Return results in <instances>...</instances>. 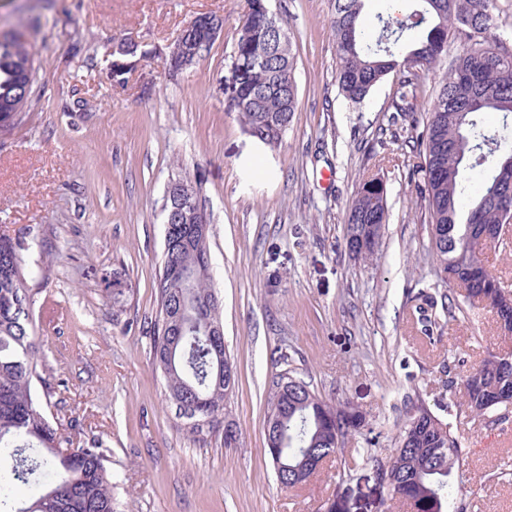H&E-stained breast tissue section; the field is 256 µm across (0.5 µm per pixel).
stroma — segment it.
<instances>
[{"label": "stroma", "instance_id": "obj_1", "mask_svg": "<svg viewBox=\"0 0 512 512\" xmlns=\"http://www.w3.org/2000/svg\"><path fill=\"white\" fill-rule=\"evenodd\" d=\"M296 51L298 110L279 147L226 111L233 36L247 0H0V30L26 29L39 63L23 123L0 134V234L22 237L40 407L62 447L103 448L115 512H380L373 458L391 455L412 405L450 423L466 512H512V413L475 416L460 379L512 351L494 315L449 317L417 158L388 122L393 72L354 104L339 92L331 0H272ZM224 31L192 66L169 48L197 15ZM134 58L121 81L112 49ZM381 179L388 222L372 260L346 248L360 183ZM197 184L210 220L211 284L237 369V427L192 431L168 401L150 326L172 179ZM125 291L113 306L112 291ZM363 419L360 437L305 484H279L267 455L278 374Z\"/></svg>", "mask_w": 512, "mask_h": 512}]
</instances>
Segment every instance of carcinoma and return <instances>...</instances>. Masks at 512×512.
Instances as JSON below:
<instances>
[{
	"label": "carcinoma",
	"mask_w": 512,
	"mask_h": 512,
	"mask_svg": "<svg viewBox=\"0 0 512 512\" xmlns=\"http://www.w3.org/2000/svg\"><path fill=\"white\" fill-rule=\"evenodd\" d=\"M386 13L371 24L363 16L364 0H333L332 28L339 56L337 83L343 97L361 103L390 72L401 69L393 97L391 122L417 111L425 97V79L448 53L449 38L465 44L439 83L424 113L423 130L413 140L419 162L412 169L421 198L427 202L432 250L440 277L448 284L468 283L466 304L449 299L448 317L479 305L497 319L512 321V296L486 266L479 242L488 225L499 223L500 206L509 187L496 183L501 169L512 166V53L502 46L469 49L487 40L494 28L493 0H419V8L397 17L398 0H384ZM268 0H249L247 22L236 32L230 55L239 74L227 96V111L237 113L245 131L261 142L281 145L298 111L293 72L295 54ZM38 68L25 33L0 32V116L10 127L26 116ZM467 97L456 94L459 83ZM497 114L489 132L482 115ZM383 182L364 181L352 202L347 223L382 230L387 204ZM207 224H173L164 241L157 281V315L151 323L153 358L168 400L179 416L199 423L225 416L229 387L216 381L224 368V341L208 335L207 322L221 320L210 283ZM25 243L0 235V448L12 449L11 462L0 467V509L26 497L15 512H113L112 480L103 450L94 446L62 448L55 429L31 392L38 376L36 346L30 334V311L23 272ZM178 265L188 273V287L168 278ZM465 395L472 412L512 407V359L490 353L465 376ZM277 421L268 454L281 484L296 486L292 471L309 455L317 461L345 447L361 434L362 417L330 403L287 372L273 381L268 421ZM462 449L449 425L424 405L415 407L400 431L387 462L376 461V474L390 504L410 512H453L460 496L454 468Z\"/></svg>",
	"instance_id": "carcinoma-1"
}]
</instances>
